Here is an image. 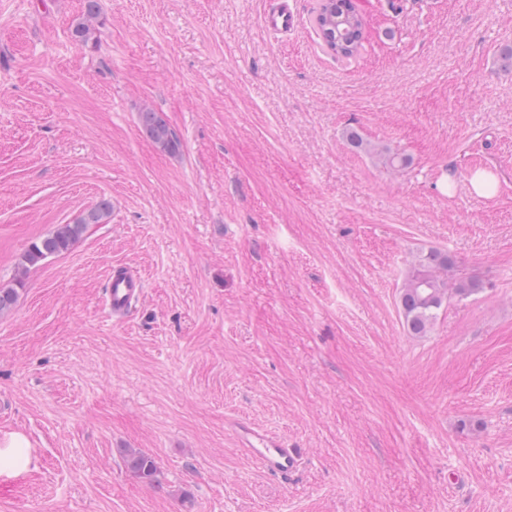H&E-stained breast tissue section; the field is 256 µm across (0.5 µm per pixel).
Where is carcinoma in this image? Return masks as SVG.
<instances>
[{
	"label": "carcinoma",
	"instance_id": "obj_1",
	"mask_svg": "<svg viewBox=\"0 0 512 512\" xmlns=\"http://www.w3.org/2000/svg\"><path fill=\"white\" fill-rule=\"evenodd\" d=\"M318 34L326 48L344 60L354 58L362 47L364 26L355 0H325L314 19ZM101 25L99 0H84V12L71 36L74 41L86 44L97 39V26ZM140 125L146 135L161 148L174 152L180 140L160 113L149 108L140 112ZM387 167H405L409 158L398 150L386 149L380 153ZM111 214L110 202L100 201L72 224H61L51 234L34 242L22 254V269L36 267L41 262L67 252L82 236L88 224H104ZM454 264L451 255L430 250L410 263L407 277L400 291V304L409 333L425 335L436 311L448 301V291L458 297H467L480 290L475 281L448 283V269ZM127 466L141 478L156 481L158 468L155 460L141 452H131L126 457Z\"/></svg>",
	"mask_w": 512,
	"mask_h": 512
}]
</instances>
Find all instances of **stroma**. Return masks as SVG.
I'll return each mask as SVG.
<instances>
[{"label":"stroma","mask_w":512,"mask_h":512,"mask_svg":"<svg viewBox=\"0 0 512 512\" xmlns=\"http://www.w3.org/2000/svg\"><path fill=\"white\" fill-rule=\"evenodd\" d=\"M276 2L100 0L82 45L83 0H0V285L112 205L0 315V439L35 457L0 512H512V0H359L350 63L320 0H290L285 36L262 24ZM432 249L482 288L414 336L400 289ZM117 263L145 280L119 322ZM240 422L298 470L263 471ZM99 0H84V12L81 21L77 22L72 30L71 36L74 41L80 44H87L97 39L96 26L101 25ZM140 125L146 135L164 150L175 152L180 145L176 133L159 112L146 108L140 112ZM472 191L480 197H491L497 188L496 176L487 170H477L470 178ZM111 214L109 201L102 200L73 224H60L51 234L34 242L22 254L19 265L25 271L67 252L82 236L87 224H104ZM235 433L241 447L254 457L264 471L288 478L296 470V452L280 439L247 423H239ZM127 466L141 478L156 481L158 468L155 460L141 452H131L126 457Z\"/></svg>","instance_id":"35a3bbf8"}]
</instances>
